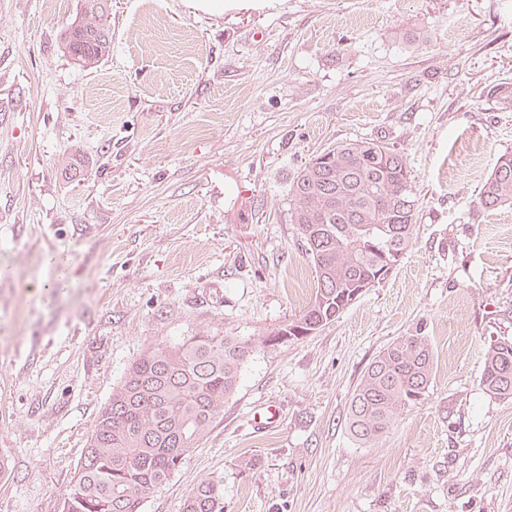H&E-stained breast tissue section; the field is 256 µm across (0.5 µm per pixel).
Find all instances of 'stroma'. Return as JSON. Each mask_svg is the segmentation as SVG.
<instances>
[{
  "mask_svg": "<svg viewBox=\"0 0 512 512\" xmlns=\"http://www.w3.org/2000/svg\"><path fill=\"white\" fill-rule=\"evenodd\" d=\"M80 0H0V512H59L93 422L151 345L260 336L314 266L288 190L316 154L386 143L419 218L389 277L332 324L253 356L208 436L148 495L181 512H512V398L480 385L512 339V205L479 204L512 153V0H112V47L72 64ZM79 155L83 173L62 178ZM66 262L67 287L38 289ZM422 330L435 374L372 446L352 393ZM280 410L272 426L254 415ZM259 462L241 466L243 458ZM182 512H224L223 481L201 480L184 501Z\"/></svg>",
  "mask_w": 512,
  "mask_h": 512,
  "instance_id": "1",
  "label": "stroma"
}]
</instances>
